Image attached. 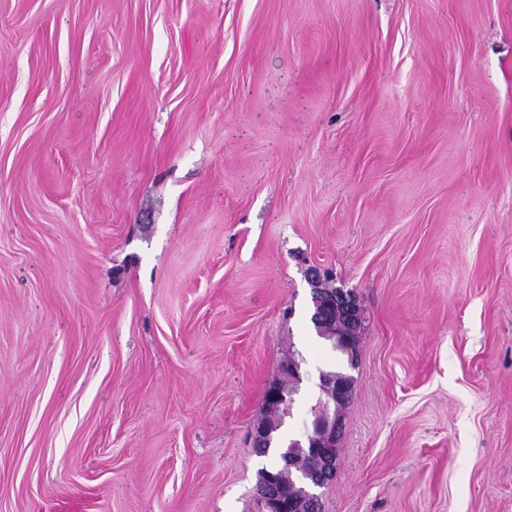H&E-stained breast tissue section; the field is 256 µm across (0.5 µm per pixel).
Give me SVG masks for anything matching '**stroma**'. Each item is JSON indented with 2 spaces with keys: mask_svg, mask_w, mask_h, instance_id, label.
<instances>
[{
  "mask_svg": "<svg viewBox=\"0 0 512 512\" xmlns=\"http://www.w3.org/2000/svg\"><path fill=\"white\" fill-rule=\"evenodd\" d=\"M313 267L324 512H512V0H0V512H259ZM329 276V272L317 268L310 271L308 280L315 295L314 300L312 297L314 310L311 315L318 336H328L336 350L346 355L350 367L355 369L358 365L364 310L354 292L329 287L326 284V277ZM279 378L270 383L264 392L263 407L266 415L250 429V440L254 444L268 443L271 446L276 418L293 402V395L302 381V364L295 356H289L279 367Z\"/></svg>",
  "mask_w": 512,
  "mask_h": 512,
  "instance_id": "obj_1",
  "label": "stroma"
}]
</instances>
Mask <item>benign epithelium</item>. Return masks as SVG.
Masks as SVG:
<instances>
[{
  "label": "benign epithelium",
  "instance_id": "benign-epithelium-1",
  "mask_svg": "<svg viewBox=\"0 0 512 512\" xmlns=\"http://www.w3.org/2000/svg\"><path fill=\"white\" fill-rule=\"evenodd\" d=\"M327 271L317 268L310 271L308 280L315 295L312 312L315 329L328 337L333 346L347 356L351 368H356L359 342L364 322V310L352 291L326 284ZM302 381V364L294 356L288 357L279 367V378L270 383L264 392L263 407L266 415L250 429L254 444L272 443L276 418L293 402V395ZM355 378L346 371L319 373L320 395L317 411L311 425L297 439L299 450H287L285 467L259 471L254 496L263 512H313L316 496L306 491L287 498L279 487L298 477L309 487H317L318 480L331 482L336 478L338 449L344 429V410L352 397Z\"/></svg>",
  "mask_w": 512,
  "mask_h": 512
}]
</instances>
